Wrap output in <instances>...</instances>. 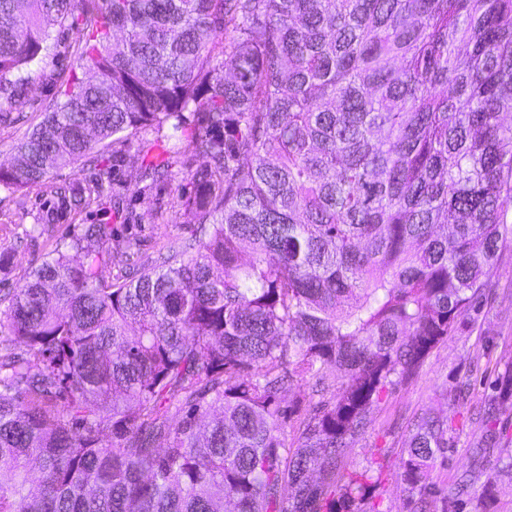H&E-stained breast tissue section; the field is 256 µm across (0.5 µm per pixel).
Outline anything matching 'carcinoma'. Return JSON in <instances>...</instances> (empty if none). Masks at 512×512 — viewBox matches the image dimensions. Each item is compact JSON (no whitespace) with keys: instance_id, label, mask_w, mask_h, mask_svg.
I'll return each instance as SVG.
<instances>
[{"instance_id":"carcinoma-1","label":"carcinoma","mask_w":512,"mask_h":512,"mask_svg":"<svg viewBox=\"0 0 512 512\" xmlns=\"http://www.w3.org/2000/svg\"><path fill=\"white\" fill-rule=\"evenodd\" d=\"M81 2L0 0V125L55 28L94 72H72L0 187L110 209L112 165L86 188L52 174L137 140L142 180L191 170L196 227L107 284L131 244L88 224L6 297L0 512H377L346 449L512 249V0ZM169 129L186 150L158 162ZM295 377L320 396L304 414L282 397ZM493 409L512 411V365ZM449 445L448 418L413 424L415 512H458L430 481ZM505 477L488 428L461 482L489 508Z\"/></svg>"}]
</instances>
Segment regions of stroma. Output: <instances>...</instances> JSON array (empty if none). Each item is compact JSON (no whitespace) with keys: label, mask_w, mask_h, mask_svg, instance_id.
I'll list each match as a JSON object with an SVG mask.
<instances>
[{"label":"stroma","mask_w":512,"mask_h":512,"mask_svg":"<svg viewBox=\"0 0 512 512\" xmlns=\"http://www.w3.org/2000/svg\"><path fill=\"white\" fill-rule=\"evenodd\" d=\"M81 46L82 35L74 29L49 41L43 62L34 69L26 102L14 112L15 122L0 127V161L13 159L15 144L42 120L45 105L61 99L63 88L54 76L77 66ZM97 152L105 158L120 156L112 189L123 194L137 214L136 222L123 223L117 214L97 207L59 210L40 187L14 193L0 188V246L12 252L9 264L0 269V291L15 288L57 243L70 241L87 224H110L113 239L134 243L145 261L178 250L189 236L194 216L181 204L189 188L186 170L173 166L150 192L141 194L136 143L107 141ZM47 215L53 216V224L38 238L28 237L27 229ZM492 281L496 293L482 303L473 322L438 345L416 379L381 395L370 423L347 451L349 467L374 470L377 481L370 502L377 512H410L397 474L410 424L425 411L443 410L452 437L446 460L432 472L439 486L456 483L471 462L474 441L487 426L512 439V413L498 415L490 425L482 418L492 382L512 363V251L501 253Z\"/></svg>","instance_id":"stroma-1"}]
</instances>
